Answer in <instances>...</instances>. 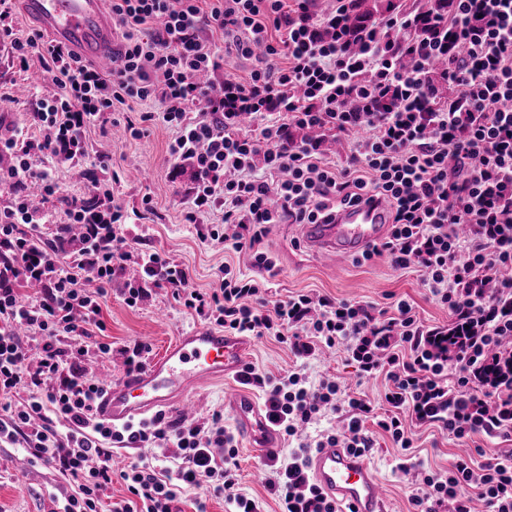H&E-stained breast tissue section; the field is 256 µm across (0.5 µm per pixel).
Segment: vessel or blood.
Instances as JSON below:
<instances>
[{
	"label": "vessel or blood",
	"instance_id": "vessel-or-blood-1",
	"mask_svg": "<svg viewBox=\"0 0 512 512\" xmlns=\"http://www.w3.org/2000/svg\"><path fill=\"white\" fill-rule=\"evenodd\" d=\"M25 19L36 22L61 46L82 59L111 68L116 50L109 0H20ZM391 212L382 200L340 209L333 223L301 224L298 238L313 252L355 255L383 243ZM249 340L224 331L195 328L183 332L141 371L107 381L97 415L118 428L161 412H187L191 387L242 374ZM241 435L258 454L277 451L278 431L252 397L236 391L224 401ZM315 483L343 512H384L386 489L367 459L340 446L317 449L308 459Z\"/></svg>",
	"mask_w": 512,
	"mask_h": 512
}]
</instances>
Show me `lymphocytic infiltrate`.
<instances>
[{
	"label": "lymphocytic infiltrate",
	"mask_w": 512,
	"mask_h": 512,
	"mask_svg": "<svg viewBox=\"0 0 512 512\" xmlns=\"http://www.w3.org/2000/svg\"><path fill=\"white\" fill-rule=\"evenodd\" d=\"M313 2L112 0L123 41L106 72L40 31L19 36L12 0H0L10 65L24 71L39 59L56 86L28 112V131L0 132V155L11 159L0 185L16 191L0 207V441L23 440L33 458L76 482L63 512H180L183 492L202 477L228 512H263L239 489L238 448L219 415L184 424L161 414L123 428L96 417L103 386L84 367L81 339L123 274L128 306L165 288L226 332L275 337L300 359L340 348L358 378L384 376L377 407L300 370L276 377L246 368L242 384L264 391L270 423L296 442L287 459L272 453L265 463L278 512H339L308 459L338 444L371 453L372 425L405 450L415 426L461 443L502 440L481 460L457 455L447 472H422L411 503L414 512H475L478 501L512 512V0L391 6L371 23L358 0H335L326 14ZM232 54L251 60L247 75L209 82ZM148 100L157 110L138 112L126 129L134 138L159 120L173 129L172 167L189 159L196 167L186 221L224 212L223 230H205L202 241L248 250L269 270L268 225L329 224L342 207L381 197L392 208L390 234L363 260L386 253L394 267L417 269L449 322L424 325L404 299L379 309L300 292L271 303L229 268L217 288L193 292L188 269L130 245V212L108 185L66 199L67 224L47 231L19 187L37 183L47 201L58 192L56 166L109 169L111 154L89 151V129ZM325 131L362 137L335 161L321 149ZM71 223L82 227L74 252ZM29 283L39 296L22 295ZM328 411L341 415L340 427L308 439ZM171 443L175 469L141 457L112 471L114 446ZM116 476L128 495L103 506Z\"/></svg>",
	"instance_id": "lymphocytic-infiltrate-1"
}]
</instances>
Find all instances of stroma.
<instances>
[{
  "label": "stroma",
  "instance_id": "1",
  "mask_svg": "<svg viewBox=\"0 0 512 512\" xmlns=\"http://www.w3.org/2000/svg\"><path fill=\"white\" fill-rule=\"evenodd\" d=\"M26 78L25 73L12 69L5 51L0 50V122L21 127L33 103V97L18 95L17 87ZM173 131L163 123L150 126L141 139L132 138L124 126L110 127L108 132L91 129L88 137L90 150L112 155V170L117 173L114 192L127 209H140L141 198L151 194L154 210L137 220L135 245L144 251H163L174 262L188 268L193 288L209 290L215 287L223 267L252 277L267 290L270 301L287 299L297 292H311L331 299L367 302L384 307L390 297L403 298L415 308L424 325L446 324L449 315L430 296L423 284L421 272L395 269L386 257H377L362 263L357 257H340L327 263L314 255L296 236L294 225L272 224L264 238L266 251L275 262L273 271L254 267L246 252H237L217 243L202 242L198 225L221 227L223 211L217 210L201 217L199 224L186 223L185 214L190 200L189 173L171 176L166 153ZM100 318L104 331H93L95 342L112 344L111 358H101L91 352L86 361L88 371L94 374L110 372L113 377L125 373L124 358L119 353L122 345L140 340L147 343L152 355H159L181 332L201 327L200 318L191 316L178 307L165 289L157 288L151 298L139 307H128L123 301V283L114 281L106 299L101 302ZM248 365L274 376L285 374L299 364L284 344L264 336L251 340ZM311 382L335 379L351 391L377 398L383 379L357 382L354 369L343 352L327 353L302 362ZM232 380L214 381L193 388L189 398L196 408L197 418L218 413L228 430H235L234 418L224 406L227 393L235 390ZM369 457L383 485L387 489L386 512H409L410 498L415 487L409 476L398 468L402 451L389 437L377 434ZM456 443L437 428L421 427L416 431L413 463L423 469L447 467ZM77 487L67 476L48 465L31 462L22 443H0V512H60L66 498L75 494Z\"/></svg>",
  "mask_w": 512,
  "mask_h": 512
}]
</instances>
